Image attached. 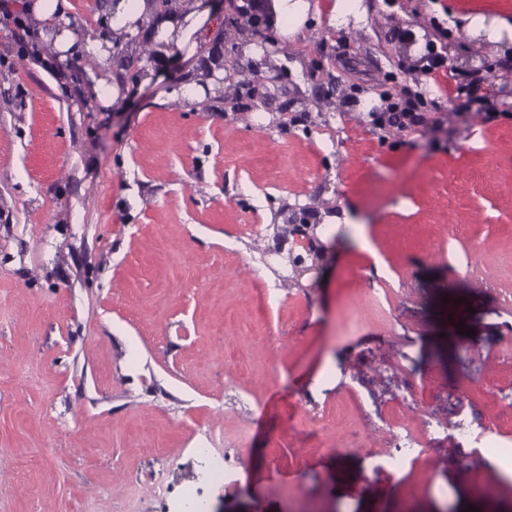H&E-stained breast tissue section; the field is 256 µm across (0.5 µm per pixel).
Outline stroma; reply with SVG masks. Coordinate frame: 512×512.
<instances>
[{
  "label": "stroma",
  "instance_id": "35a3bbf8",
  "mask_svg": "<svg viewBox=\"0 0 512 512\" xmlns=\"http://www.w3.org/2000/svg\"><path fill=\"white\" fill-rule=\"evenodd\" d=\"M309 2L303 37L137 50L109 108L0 18V512H512V52L463 34L512 0ZM409 93L423 125L377 122ZM322 210L354 221L299 271ZM394 431L420 453L374 472ZM196 451L210 464L209 473L214 478H220L225 475L230 467L231 460L229 457L224 455V452L220 451L219 448H215L213 439L208 440V444L202 448H196Z\"/></svg>",
  "mask_w": 512,
  "mask_h": 512
}]
</instances>
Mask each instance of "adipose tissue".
<instances>
[{"label": "adipose tissue", "mask_w": 512, "mask_h": 512, "mask_svg": "<svg viewBox=\"0 0 512 512\" xmlns=\"http://www.w3.org/2000/svg\"><path fill=\"white\" fill-rule=\"evenodd\" d=\"M28 10L42 22L38 39L53 41L61 59H89L97 61L104 69H111L112 61L103 50L101 40L79 42L72 37V29L80 26L81 20L72 14L69 0H33ZM158 10L155 0H106L102 22L118 32L126 23L157 18ZM208 18L209 11L202 8L200 0H182L178 12L157 19V38L186 43L193 35H205Z\"/></svg>", "instance_id": "1"}]
</instances>
